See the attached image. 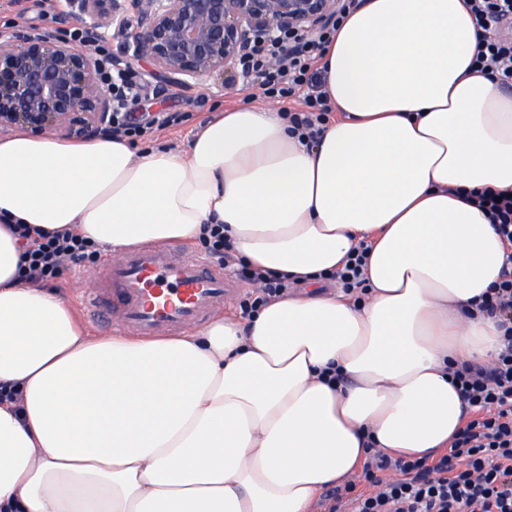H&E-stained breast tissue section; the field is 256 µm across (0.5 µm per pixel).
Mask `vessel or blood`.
<instances>
[{
  "mask_svg": "<svg viewBox=\"0 0 512 512\" xmlns=\"http://www.w3.org/2000/svg\"><path fill=\"white\" fill-rule=\"evenodd\" d=\"M233 294L219 266L151 243L108 257L85 290L83 305L103 329L151 337L206 321Z\"/></svg>",
  "mask_w": 512,
  "mask_h": 512,
  "instance_id": "1",
  "label": "vessel or blood"
}]
</instances>
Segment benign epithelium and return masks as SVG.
Instances as JSON below:
<instances>
[{"label": "benign epithelium", "mask_w": 512, "mask_h": 512, "mask_svg": "<svg viewBox=\"0 0 512 512\" xmlns=\"http://www.w3.org/2000/svg\"><path fill=\"white\" fill-rule=\"evenodd\" d=\"M99 41L120 43L112 69L147 61L152 72L188 86L204 74L238 84V64L260 42L326 24L341 0H67ZM98 60L50 33L23 38L0 30V136H84L112 130V95L96 80Z\"/></svg>", "instance_id": "7a95c632"}]
</instances>
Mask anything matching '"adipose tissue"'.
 Masks as SVG:
<instances>
[{"label": "adipose tissue", "instance_id": "obj_1", "mask_svg": "<svg viewBox=\"0 0 512 512\" xmlns=\"http://www.w3.org/2000/svg\"><path fill=\"white\" fill-rule=\"evenodd\" d=\"M467 2L365 0L319 62L336 115L312 143L253 101L182 148L0 138V512H311L367 443L448 447V370L494 357L496 318L468 309L506 258L469 194L512 190V92L473 67ZM18 224L112 252L220 224L304 291L177 337L93 336L21 279ZM362 239L368 293L319 291Z\"/></svg>", "mask_w": 512, "mask_h": 512}]
</instances>
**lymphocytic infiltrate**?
<instances>
[{
    "instance_id": "obj_1",
    "label": "lymphocytic infiltrate",
    "mask_w": 512,
    "mask_h": 512,
    "mask_svg": "<svg viewBox=\"0 0 512 512\" xmlns=\"http://www.w3.org/2000/svg\"><path fill=\"white\" fill-rule=\"evenodd\" d=\"M363 0H344L337 18L307 37L300 47L273 44L257 47L243 65L260 76L264 93L279 100L303 98L305 111L288 121L300 138L315 140L333 111L316 63L343 18ZM469 8L484 35L473 55L474 65L504 87H512V0H470ZM281 54L277 73H267L270 55ZM472 204L483 210L501 240L512 247V195L479 192ZM23 272L35 282H49L64 263L96 262L91 242L67 231L44 232L27 227ZM205 255L252 289L239 301L242 314L258 311L289 288L286 277L245 265L220 224H208L201 238ZM480 312L500 319V349L491 365L465 364L450 376L469 412L446 453L435 458L394 459L369 451L360 483H347L326 493L323 512H512V254L501 274L477 304Z\"/></svg>"
}]
</instances>
